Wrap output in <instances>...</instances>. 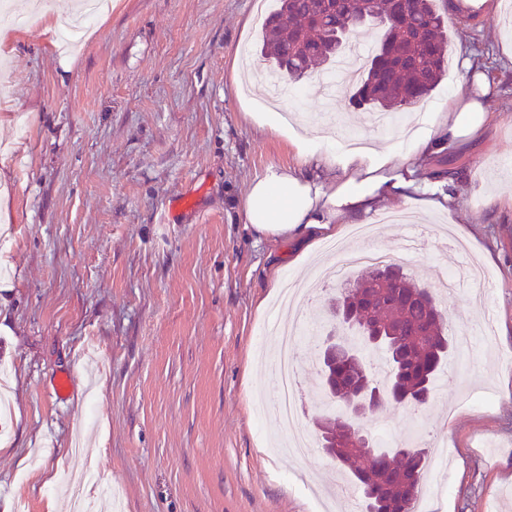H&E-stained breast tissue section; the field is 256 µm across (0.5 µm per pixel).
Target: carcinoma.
Here are the masks:
<instances>
[{
  "instance_id": "carcinoma-1",
  "label": "carcinoma",
  "mask_w": 512,
  "mask_h": 512,
  "mask_svg": "<svg viewBox=\"0 0 512 512\" xmlns=\"http://www.w3.org/2000/svg\"><path fill=\"white\" fill-rule=\"evenodd\" d=\"M393 10L383 0L357 5L335 4L334 13L323 26L314 19V0H278L277 9L266 21L260 53L279 71L288 70L294 79L311 68L331 62L349 43L350 34L366 22L377 20L384 27L383 38L363 70L362 78L347 86L349 103L367 105L379 111H396L420 101L443 80L448 69V34L442 14L434 0H414L408 15L392 19ZM396 282L399 292L409 302L390 311L377 310L372 323L388 321L407 334L398 338L395 351L384 349L385 382L394 383L414 397L433 389L442 360L448 355V337L435 312L440 310L434 296L417 287L391 265L374 269L340 298L354 304L366 294H387L388 288H375L382 276ZM336 462L347 469L351 481L360 489L365 512H409L415 495V480L426 471L428 451L404 442L370 456L359 448H339Z\"/></svg>"
}]
</instances>
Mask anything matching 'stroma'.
<instances>
[{"label":"stroma","mask_w":512,"mask_h":512,"mask_svg":"<svg viewBox=\"0 0 512 512\" xmlns=\"http://www.w3.org/2000/svg\"><path fill=\"white\" fill-rule=\"evenodd\" d=\"M0 16V365L11 412L1 423L0 512H69L61 478L73 446L124 512H352L347 478L321 450L277 453L274 417L258 418L275 375L271 329L292 324L271 296L272 276L307 280L287 244L255 235L241 205L268 167L304 166L284 138L242 110L233 63L257 70L262 20L275 0H111L82 42L60 48L58 21L79 0H10ZM448 25V76L424 113L456 90L463 54L494 84L485 137L459 178L454 217L419 212L432 246L401 269L435 289L464 254L484 283L444 299L447 336H473L448 358L444 393L422 412L383 406L390 441L452 448L450 489L435 512H512V0H486ZM282 104L309 133L396 141L350 105L342 80L299 81ZM414 223V224H415ZM314 346L298 342L314 430L321 404ZM75 378L66 398L56 378Z\"/></svg>","instance_id":"obj_1"}]
</instances>
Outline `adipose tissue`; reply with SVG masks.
Here are the masks:
<instances>
[{
  "mask_svg": "<svg viewBox=\"0 0 512 512\" xmlns=\"http://www.w3.org/2000/svg\"><path fill=\"white\" fill-rule=\"evenodd\" d=\"M256 121L289 139L305 162L339 171L323 184L294 169L270 167L251 182L244 197L245 224L263 238L303 240L295 262L304 266L319 250L322 237H335L337 225L354 223L377 211L381 203L395 209L414 203L426 210L452 212L455 190L443 181L417 185L414 173L426 159L447 148L481 140L490 115L479 99L460 87L447 109H434L407 141L357 149L330 144L323 136L306 138L277 112L257 114Z\"/></svg>",
  "mask_w": 512,
  "mask_h": 512,
  "instance_id": "obj_1",
  "label": "adipose tissue"
}]
</instances>
